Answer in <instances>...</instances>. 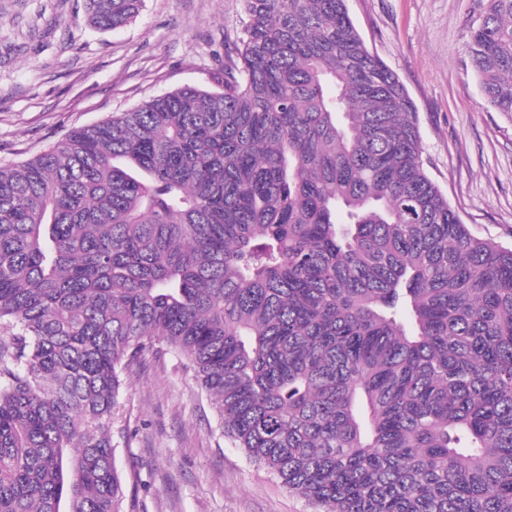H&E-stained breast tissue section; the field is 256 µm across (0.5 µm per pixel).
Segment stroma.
Here are the masks:
<instances>
[{"instance_id": "stroma-1", "label": "stroma", "mask_w": 512, "mask_h": 512, "mask_svg": "<svg viewBox=\"0 0 512 512\" xmlns=\"http://www.w3.org/2000/svg\"><path fill=\"white\" fill-rule=\"evenodd\" d=\"M366 45L413 101L423 160L463 224L512 247V112L488 104L469 58L478 0H347ZM243 0H143L100 31L85 0H0V165L74 128L182 87L217 89ZM124 512H312L224 439L180 357L147 355L112 416Z\"/></svg>"}]
</instances>
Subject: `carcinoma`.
<instances>
[{
	"label": "carcinoma",
	"instance_id": "obj_1",
	"mask_svg": "<svg viewBox=\"0 0 512 512\" xmlns=\"http://www.w3.org/2000/svg\"><path fill=\"white\" fill-rule=\"evenodd\" d=\"M479 2L512 112V0ZM245 3L219 89L0 166V512H124L112 411L158 344L316 512H512V248L432 180L346 0Z\"/></svg>",
	"mask_w": 512,
	"mask_h": 512
}]
</instances>
